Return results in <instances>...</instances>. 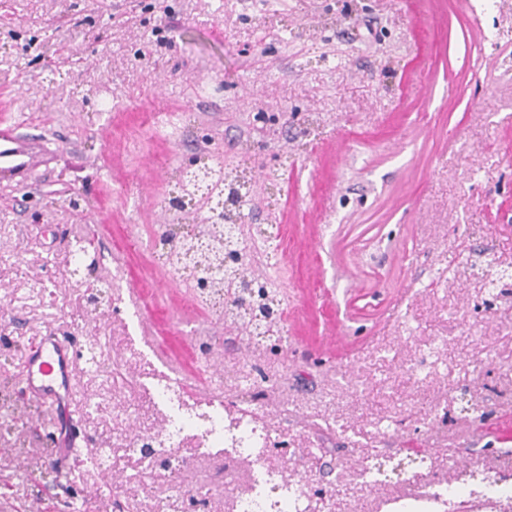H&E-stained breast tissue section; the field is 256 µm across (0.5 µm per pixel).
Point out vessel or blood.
Wrapping results in <instances>:
<instances>
[{"mask_svg": "<svg viewBox=\"0 0 512 512\" xmlns=\"http://www.w3.org/2000/svg\"><path fill=\"white\" fill-rule=\"evenodd\" d=\"M29 154L18 138L0 142V173L13 174L17 163ZM80 355L76 342L68 336L50 333L34 337L18 373L23 394L54 411L72 417L69 406L77 388L74 364Z\"/></svg>", "mask_w": 512, "mask_h": 512, "instance_id": "b4317fda", "label": "vessel or blood"}]
</instances>
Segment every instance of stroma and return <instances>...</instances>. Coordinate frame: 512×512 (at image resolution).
Wrapping results in <instances>:
<instances>
[{
  "mask_svg": "<svg viewBox=\"0 0 512 512\" xmlns=\"http://www.w3.org/2000/svg\"><path fill=\"white\" fill-rule=\"evenodd\" d=\"M32 154L0 177V383L33 337L95 340L76 365L80 449L108 448L33 500L55 412L0 405V512H233L245 460L179 450L144 469L129 420L167 425L138 380L190 383L188 407L266 380L288 446L270 461L320 512H383L426 492L457 503L463 468L512 487V0H0V129ZM248 160L247 224H278L288 347L255 338L156 278L138 227L200 148ZM279 179L268 182L269 170ZM92 241L94 271L75 262ZM135 287L94 307L90 280ZM415 441L413 483L365 484L371 452Z\"/></svg>",
  "mask_w": 512,
  "mask_h": 512,
  "instance_id": "35a3bbf8",
  "label": "stroma"
}]
</instances>
